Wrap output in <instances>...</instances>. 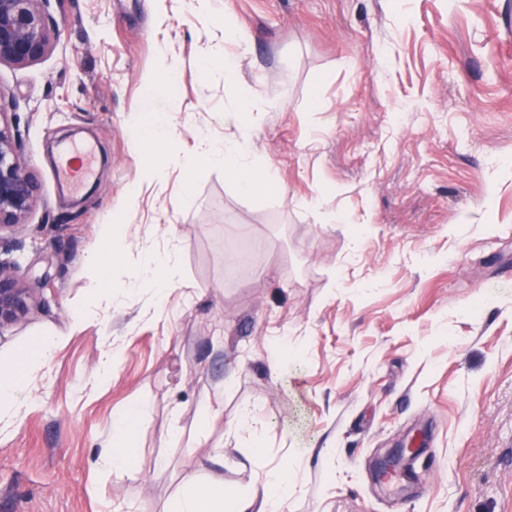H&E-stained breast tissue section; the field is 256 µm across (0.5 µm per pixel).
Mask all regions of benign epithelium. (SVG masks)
I'll list each match as a JSON object with an SVG mask.
<instances>
[{
  "label": "benign epithelium",
  "instance_id": "7a95c632",
  "mask_svg": "<svg viewBox=\"0 0 512 512\" xmlns=\"http://www.w3.org/2000/svg\"><path fill=\"white\" fill-rule=\"evenodd\" d=\"M48 0H0V64L24 68L53 49L55 32ZM40 197L36 173L21 162L16 129L0 111V233L26 223ZM35 289L19 275V264L0 260V334L29 314Z\"/></svg>",
  "mask_w": 512,
  "mask_h": 512
}]
</instances>
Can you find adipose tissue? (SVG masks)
Wrapping results in <instances>:
<instances>
[{"label":"adipose tissue","mask_w":512,"mask_h":512,"mask_svg":"<svg viewBox=\"0 0 512 512\" xmlns=\"http://www.w3.org/2000/svg\"><path fill=\"white\" fill-rule=\"evenodd\" d=\"M169 124L166 114L143 107L136 116L135 147L139 155L152 156L163 153L166 142L164 131ZM250 136L216 142L207 134H199L194 150L183 156L179 164L188 178L198 176L203 165H220L232 174L243 193H251L258 186L276 187L278 179L272 164L258 165L253 158ZM122 247L112 237L111 225L101 227V245L88 252L84 263L90 271L88 288L91 296L99 299H115L117 290L105 277L106 271L121 258ZM176 263L172 252L159 253L148 249L136 272L138 280L152 283L155 290L153 310L155 315L164 312L168 287L174 283ZM57 341L46 336L14 357L0 361V424L19 428L30 407L33 396L23 388L18 368L28 359L50 362ZM146 401L134 400L130 408L113 421L112 433L106 440L100 461L104 467L122 471L131 463L132 448L129 433L134 422L146 412ZM293 484V472L288 465L281 464L269 469L263 479V497L232 496L223 486L200 481L195 474H186L183 486L177 493L176 512H282L288 491Z\"/></svg>","instance_id":"ef3b65f1"}]
</instances>
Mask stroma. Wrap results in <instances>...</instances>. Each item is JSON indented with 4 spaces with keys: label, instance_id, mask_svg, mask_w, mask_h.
Returning a JSON list of instances; mask_svg holds the SVG:
<instances>
[{
    "label": "stroma",
    "instance_id": "stroma-1",
    "mask_svg": "<svg viewBox=\"0 0 512 512\" xmlns=\"http://www.w3.org/2000/svg\"><path fill=\"white\" fill-rule=\"evenodd\" d=\"M225 2L247 41L191 0H50L52 52L0 66V110L41 182L0 258L47 282L0 359L59 340L28 370L21 427L0 433V512H172L185 473L253 496L281 463L284 512H512V0ZM219 43L237 86L199 74ZM161 46L179 64L154 101L170 162L146 183L131 115ZM242 93L251 112L218 121ZM246 128L278 190L255 200L219 166L187 182L175 159L195 132ZM70 144L91 165L68 188ZM114 212L124 295L84 330L83 258ZM147 246L180 266L158 318L133 278ZM109 351L112 381L90 389ZM137 396L135 471L97 466ZM245 413L259 433L236 430ZM418 438L419 481L380 486Z\"/></svg>",
    "mask_w": 512,
    "mask_h": 512
}]
</instances>
